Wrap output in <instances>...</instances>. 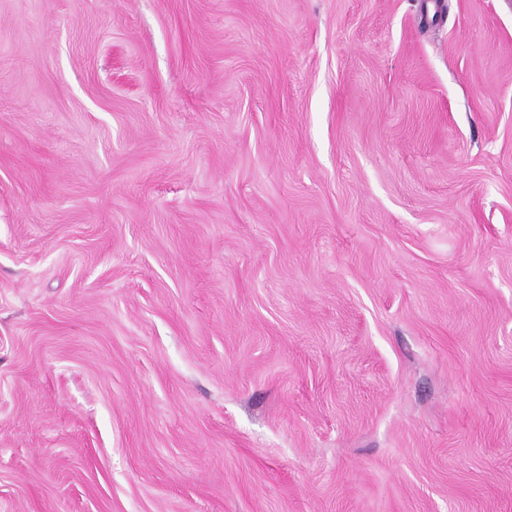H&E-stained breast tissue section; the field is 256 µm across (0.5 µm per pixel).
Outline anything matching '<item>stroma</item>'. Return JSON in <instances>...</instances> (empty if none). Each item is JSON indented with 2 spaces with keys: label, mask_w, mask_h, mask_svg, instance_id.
<instances>
[{
  "label": "stroma",
  "mask_w": 512,
  "mask_h": 512,
  "mask_svg": "<svg viewBox=\"0 0 512 512\" xmlns=\"http://www.w3.org/2000/svg\"><path fill=\"white\" fill-rule=\"evenodd\" d=\"M0 512H512V0H0Z\"/></svg>",
  "instance_id": "obj_1"
}]
</instances>
